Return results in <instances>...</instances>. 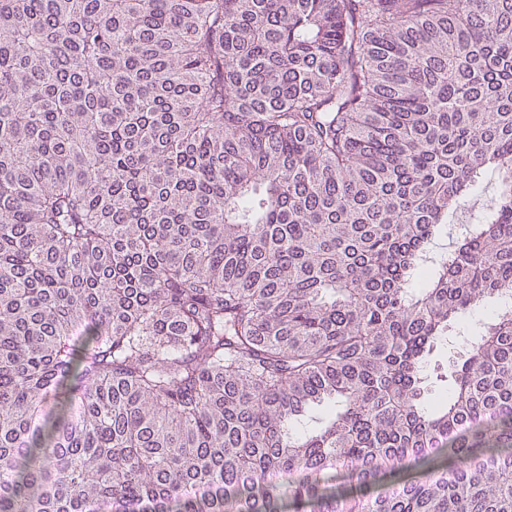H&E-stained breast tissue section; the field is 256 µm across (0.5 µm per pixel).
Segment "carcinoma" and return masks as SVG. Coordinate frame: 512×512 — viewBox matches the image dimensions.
<instances>
[{
	"instance_id": "carcinoma-1",
	"label": "carcinoma",
	"mask_w": 512,
	"mask_h": 512,
	"mask_svg": "<svg viewBox=\"0 0 512 512\" xmlns=\"http://www.w3.org/2000/svg\"><path fill=\"white\" fill-rule=\"evenodd\" d=\"M501 299L512 0H0V512H512ZM449 351L448 345L444 348L435 349L428 358L426 368L424 369V373L426 377V385L428 389L432 390L434 394L437 391H443L444 388L448 387L447 396L450 393V384L449 382L441 383L440 379L444 378L445 375H448V369L452 367L453 361H458L461 359L463 353H454Z\"/></svg>"
}]
</instances>
